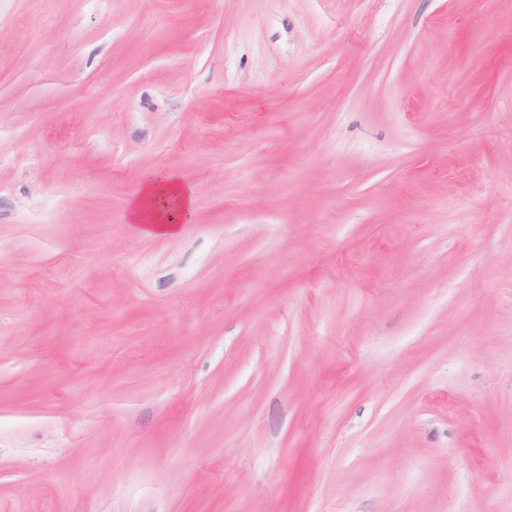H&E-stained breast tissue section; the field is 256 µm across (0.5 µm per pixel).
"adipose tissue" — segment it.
Returning <instances> with one entry per match:
<instances>
[{
  "instance_id": "obj_1",
  "label": "adipose tissue",
  "mask_w": 512,
  "mask_h": 512,
  "mask_svg": "<svg viewBox=\"0 0 512 512\" xmlns=\"http://www.w3.org/2000/svg\"><path fill=\"white\" fill-rule=\"evenodd\" d=\"M194 201L192 188L171 175L144 182L129 201V219L146 236L175 235Z\"/></svg>"
}]
</instances>
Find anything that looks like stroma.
<instances>
[{
  "mask_svg": "<svg viewBox=\"0 0 512 512\" xmlns=\"http://www.w3.org/2000/svg\"><path fill=\"white\" fill-rule=\"evenodd\" d=\"M0 512H512V0H0ZM193 201L192 188L174 176H159L144 182L130 199L129 219L145 236H172L190 215Z\"/></svg>",
  "mask_w": 512,
  "mask_h": 512,
  "instance_id": "35a3bbf8",
  "label": "stroma"
}]
</instances>
